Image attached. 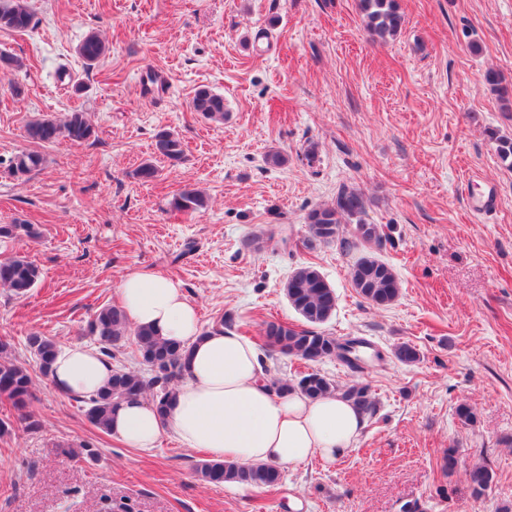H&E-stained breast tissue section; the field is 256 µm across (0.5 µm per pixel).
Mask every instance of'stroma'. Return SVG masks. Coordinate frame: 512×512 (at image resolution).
<instances>
[{
  "instance_id": "stroma-1",
  "label": "stroma",
  "mask_w": 512,
  "mask_h": 512,
  "mask_svg": "<svg viewBox=\"0 0 512 512\" xmlns=\"http://www.w3.org/2000/svg\"><path fill=\"white\" fill-rule=\"evenodd\" d=\"M398 3L401 30L384 41L358 0H31L30 27L0 31V52L21 61L0 71V224L39 233L0 239V256L26 254L41 271L27 296L0 290V337L33 375L27 412L39 423L27 430L0 397L13 425L0 436V512H290L294 501L300 512H512V169L488 138L512 137V112L485 81L494 71L512 85V0ZM91 32L107 50L89 68L77 48ZM202 85L223 94V123L192 112ZM73 110L95 137L40 145L43 168L10 176L26 123ZM163 129L183 142L181 162L156 152ZM274 152L285 164L268 162ZM146 162L158 170L149 182L136 175ZM189 184L205 192L203 212L172 208ZM343 185L369 199L368 223L390 229L371 253L400 280L391 305L357 293L338 244H305L307 213ZM486 185L498 207L477 220L468 198ZM271 224L281 232L269 239ZM307 263L336 291L323 331L365 339L383 359L356 372L264 349L266 373L363 383L377 408L339 459L282 467L271 490L202 482L204 452L169 434L148 450L113 440L27 346L33 333L95 345L89 320L118 304L134 270L180 281L202 328L261 345L265 322L303 327L284 285ZM402 343L419 361L393 357ZM462 403L474 423L457 417ZM83 443L95 459L64 456ZM478 464L494 473L479 498L467 477Z\"/></svg>"
}]
</instances>
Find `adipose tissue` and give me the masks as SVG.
<instances>
[{"label": "adipose tissue", "instance_id": "obj_1", "mask_svg": "<svg viewBox=\"0 0 512 512\" xmlns=\"http://www.w3.org/2000/svg\"><path fill=\"white\" fill-rule=\"evenodd\" d=\"M119 294L131 323L186 347L189 358L166 415L143 399L122 402L112 413L113 438L145 449L168 431L211 458L246 466L333 461L355 446L365 419L350 402L336 394L311 400L296 391H271L256 345L221 327L202 329L181 283L132 271ZM111 374L97 350L69 345L57 353L49 377L59 393L83 398L103 388Z\"/></svg>", "mask_w": 512, "mask_h": 512}]
</instances>
